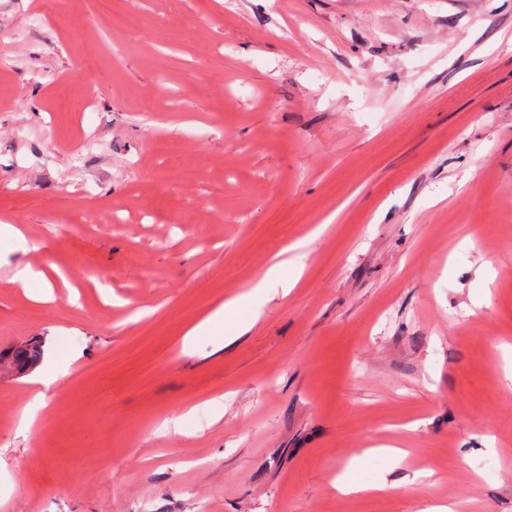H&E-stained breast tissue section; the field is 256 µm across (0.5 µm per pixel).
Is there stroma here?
<instances>
[{
	"instance_id": "obj_1",
	"label": "stroma",
	"mask_w": 512,
	"mask_h": 512,
	"mask_svg": "<svg viewBox=\"0 0 512 512\" xmlns=\"http://www.w3.org/2000/svg\"><path fill=\"white\" fill-rule=\"evenodd\" d=\"M0 222V512H512V0H0ZM287 268L288 263H278L271 266L255 288H252V290L243 296L229 300L225 302L224 305L211 311L200 323L189 331L190 336H195L198 332H208L215 336L224 335V345L242 336L247 331L245 330V326L230 324L228 327H225L224 325L232 317L242 299L256 298L263 295L268 289L263 288L264 286L272 283H282L283 293H288L290 289L293 288L297 279L288 281V276L285 274ZM18 287L24 288L30 296L39 302L48 303L54 300L53 286L43 271H35L30 265L19 266L11 279ZM57 379V375L48 372L47 368L35 370L26 380L32 394V407L23 415L20 427L24 430L30 428L34 421L36 412L45 407V390H47Z\"/></svg>"
}]
</instances>
